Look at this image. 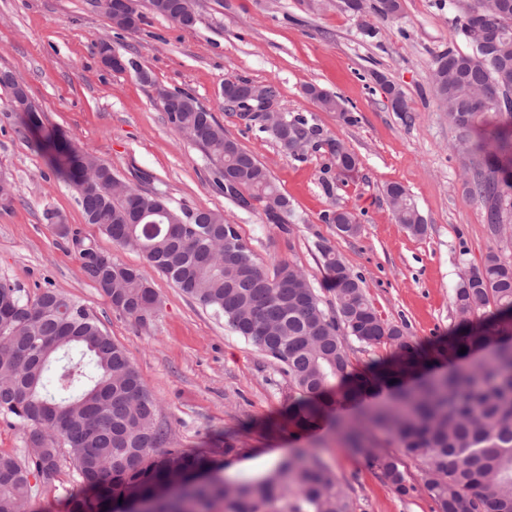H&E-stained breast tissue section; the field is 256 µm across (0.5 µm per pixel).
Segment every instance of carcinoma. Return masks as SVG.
I'll return each mask as SVG.
<instances>
[{
	"label": "carcinoma",
	"instance_id": "obj_1",
	"mask_svg": "<svg viewBox=\"0 0 512 512\" xmlns=\"http://www.w3.org/2000/svg\"><path fill=\"white\" fill-rule=\"evenodd\" d=\"M347 12L371 9L384 19L401 11L400 0H355ZM455 34L466 50L450 48L433 60L434 97L459 131L468 194L485 208L490 235L498 239L512 219V6L503 0H475L455 20ZM319 106L344 122L355 118L344 102L314 86L307 89ZM179 112L167 113L175 130L219 165L224 196L246 210L260 204L264 215L283 206L278 224L288 223V199L267 167L224 135L214 116L182 93ZM16 111L49 153L53 169L77 195L86 223L118 246L139 250L146 261L183 293L224 317L238 335L271 357L299 397L288 407L297 431L330 421L352 442L370 468L382 471L397 494L416 490L398 462L366 448L360 428L391 435L404 453L420 461L422 480L436 512H512V259L491 250L482 266L470 270L452 302L461 316L445 347L429 349L406 336L403 327L382 318L369 300L362 277L329 247L320 255L335 299V314L298 267L280 263L273 273L259 265L237 228L214 210L172 207L159 193H143L118 179L112 168L87 149L46 131L41 112L27 100ZM290 155L294 143L327 148L342 182L359 166L357 155H340L336 140L322 135L308 119L283 115L279 125L256 122ZM399 223L414 236L427 225L407 189L387 186ZM58 236L73 240L87 278L112 307L138 323L155 311L157 294L142 272L112 262L104 280L98 266L106 256L62 215ZM339 233L354 236L357 217L338 208L326 216ZM488 306L482 321L470 316ZM367 347L385 345L390 356L364 369L354 367L347 339ZM496 346L492 356L429 376L442 358L465 361ZM466 353H460L461 348ZM390 398L357 416L332 418L336 404L370 391ZM0 416L22 430L28 458L0 454V512H17L29 501V476L57 471L63 443L89 496H76L69 512H121L128 494L151 496L153 487L182 474L185 483L164 512H355L335 473L317 454L298 448L264 472L234 482L209 453L165 448L156 403L123 346L112 340L96 317L73 296L45 287L33 299L0 279ZM215 474L210 485L193 479Z\"/></svg>",
	"mask_w": 512,
	"mask_h": 512
}]
</instances>
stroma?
<instances>
[{"label": "stroma", "instance_id": "obj_1", "mask_svg": "<svg viewBox=\"0 0 512 512\" xmlns=\"http://www.w3.org/2000/svg\"><path fill=\"white\" fill-rule=\"evenodd\" d=\"M473 2L401 0L400 16L386 20L371 12L354 16L340 0H196L194 27L148 11L138 30L128 32L113 27L97 0H0V70L12 71L26 87L46 127L87 148L120 180L161 193L176 207L223 213L266 270L281 262L300 267L325 310H332L334 295L321 265L323 246L363 278L384 318L406 323L413 340L436 344L458 321L452 296L462 277L489 250L512 257V236L491 238L483 204L464 192L458 132L438 109L431 80L437 53L464 49L454 22ZM103 42L138 63L150 83L130 69L105 68L98 53ZM380 75L403 93L408 113L392 110L376 81ZM237 78L274 87L283 111L305 115L354 152L360 165L348 183L340 182L324 151L285 154L268 134L228 111L222 85ZM310 85L342 97L354 123L320 109L306 93ZM160 88L190 93L226 136L268 168L289 201L287 223H266L262 210H242L224 197L202 150L168 123L156 100ZM0 174L12 187L11 198L0 200V278L31 297L51 282L97 318L156 400L166 447L207 451L223 461L230 479L264 469L263 454L285 457L309 448L335 472L356 512H433L417 461L403 456L389 435L374 430L366 440L380 454L400 458L416 486L404 497L330 424L294 432L287 410L296 391L280 366L140 252L115 245L86 223L74 191L35 147L2 86ZM392 183L409 191L427 224L425 235H411L396 220L385 194ZM339 208L358 215L357 235H342L326 222ZM48 209L115 261L143 272L159 300L145 322L113 309L45 220ZM244 460L249 467L242 471ZM82 486L71 460L61 456L52 476L35 480L26 512H69Z\"/></svg>", "mask_w": 512, "mask_h": 512}]
</instances>
